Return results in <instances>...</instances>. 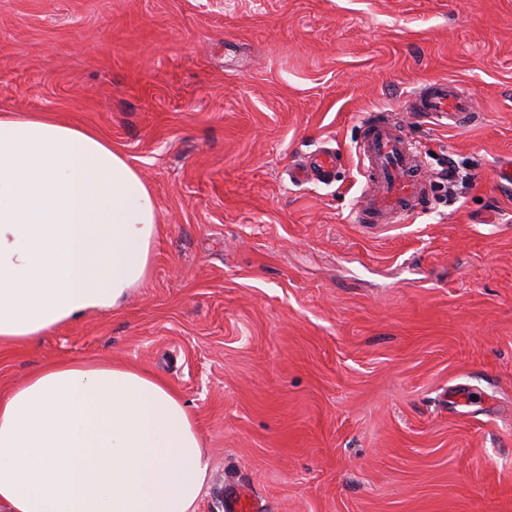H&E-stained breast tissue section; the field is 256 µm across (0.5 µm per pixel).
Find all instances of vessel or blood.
Wrapping results in <instances>:
<instances>
[{
  "instance_id": "vessel-or-blood-1",
  "label": "vessel or blood",
  "mask_w": 512,
  "mask_h": 512,
  "mask_svg": "<svg viewBox=\"0 0 512 512\" xmlns=\"http://www.w3.org/2000/svg\"><path fill=\"white\" fill-rule=\"evenodd\" d=\"M409 107L442 125L460 126L474 117L468 91L447 79L412 93ZM363 122L367 134L358 154L371 188L358 200L354 221L365 228L377 229L422 207L429 198L428 181L423 164L401 126L373 114L364 117ZM339 161L337 153H320L311 159L307 168L299 169L298 174L302 177L326 175L336 170Z\"/></svg>"
}]
</instances>
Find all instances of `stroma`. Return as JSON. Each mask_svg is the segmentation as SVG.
I'll list each match as a JSON object with an SVG mask.
<instances>
[{
  "label": "stroma",
  "mask_w": 512,
  "mask_h": 512,
  "mask_svg": "<svg viewBox=\"0 0 512 512\" xmlns=\"http://www.w3.org/2000/svg\"><path fill=\"white\" fill-rule=\"evenodd\" d=\"M445 78L473 123L408 108ZM1 112L95 130L160 224L117 309L0 343V396L66 358L164 381L210 463L196 512L241 485L265 512H512V0H0ZM368 112L431 187L365 233ZM323 148L334 176L294 180Z\"/></svg>",
  "instance_id": "35a3bbf8"
}]
</instances>
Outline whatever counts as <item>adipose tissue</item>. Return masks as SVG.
I'll use <instances>...</instances> for the list:
<instances>
[{
	"label": "adipose tissue",
	"mask_w": 512,
	"mask_h": 512,
	"mask_svg": "<svg viewBox=\"0 0 512 512\" xmlns=\"http://www.w3.org/2000/svg\"><path fill=\"white\" fill-rule=\"evenodd\" d=\"M159 214L89 128L0 113V341L118 307ZM209 461L180 396L132 366L63 359L0 399V512H195Z\"/></svg>",
	"instance_id": "1"
}]
</instances>
